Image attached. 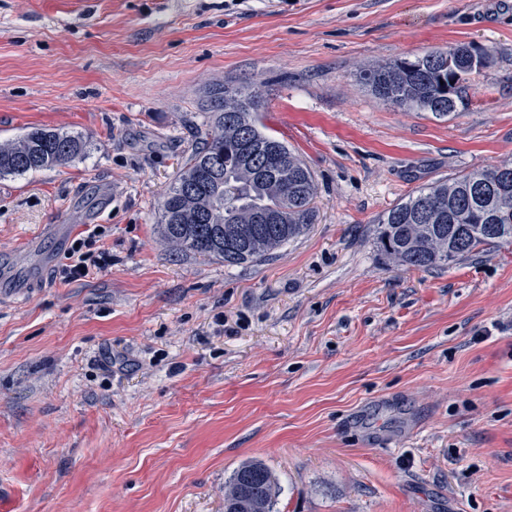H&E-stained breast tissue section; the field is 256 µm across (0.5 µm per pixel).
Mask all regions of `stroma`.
I'll return each instance as SVG.
<instances>
[{
	"mask_svg": "<svg viewBox=\"0 0 512 512\" xmlns=\"http://www.w3.org/2000/svg\"><path fill=\"white\" fill-rule=\"evenodd\" d=\"M490 49L444 119L361 70ZM260 94L314 174L312 224L238 266L184 253L157 205L219 85ZM89 154L0 179V487L14 512H224L265 463L274 512H512V244L392 266L391 207L512 160V0H0V142ZM100 227L106 272L64 283ZM279 493L278 481L272 470L262 462L246 461L239 465L224 491L225 503L249 504L248 511L273 512Z\"/></svg>",
	"mask_w": 512,
	"mask_h": 512,
	"instance_id": "35a3bbf8",
	"label": "stroma"
}]
</instances>
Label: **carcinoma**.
<instances>
[{
  "label": "carcinoma",
  "mask_w": 512,
  "mask_h": 512,
  "mask_svg": "<svg viewBox=\"0 0 512 512\" xmlns=\"http://www.w3.org/2000/svg\"><path fill=\"white\" fill-rule=\"evenodd\" d=\"M492 58L464 44L414 60L364 70L383 101L446 118L467 105L466 76ZM261 98L249 86L220 85L201 103L204 128L158 204L162 237L179 250L218 257L224 265L256 262L301 235L312 223L313 174L288 145L264 132ZM88 150L78 134L35 128L0 143V179L65 165ZM512 161L440 180L394 205L378 221L377 244L405 269H432L472 256L490 244H512V186L499 188ZM279 493L262 462L239 465L224 502L273 512Z\"/></svg>",
  "instance_id": "cac0c4a2"
}]
</instances>
